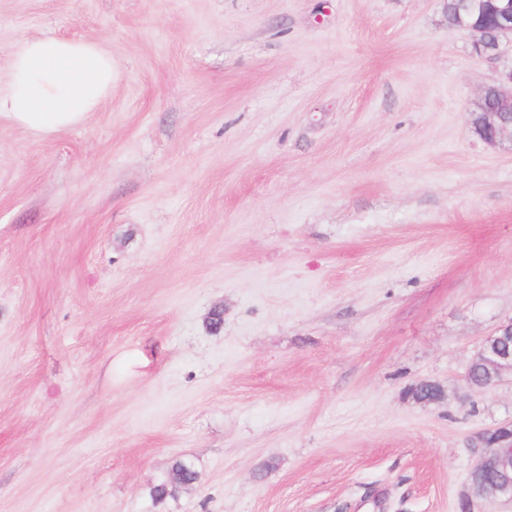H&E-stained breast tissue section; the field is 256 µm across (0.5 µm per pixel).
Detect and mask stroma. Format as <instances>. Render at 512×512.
<instances>
[{
	"instance_id": "stroma-1",
	"label": "stroma",
	"mask_w": 512,
	"mask_h": 512,
	"mask_svg": "<svg viewBox=\"0 0 512 512\" xmlns=\"http://www.w3.org/2000/svg\"><path fill=\"white\" fill-rule=\"evenodd\" d=\"M44 36L112 92L0 119V512H461L512 418L465 383L512 318V146L468 121L512 46L443 0H0V80Z\"/></svg>"
}]
</instances>
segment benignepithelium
Instances as JSON below:
<instances>
[{
	"label": "benign epithelium",
	"instance_id": "benign-epithelium-1",
	"mask_svg": "<svg viewBox=\"0 0 512 512\" xmlns=\"http://www.w3.org/2000/svg\"><path fill=\"white\" fill-rule=\"evenodd\" d=\"M494 8V29L488 31L479 26L470 27L476 36L475 47H488L492 52L487 57L494 58L500 51L501 37L512 35V0H491ZM490 102V106L481 113L483 124L493 131L492 146L505 142L512 144V94H507L501 87H494L492 98L486 97V90H481L479 102ZM503 325L485 336L472 360L481 362L487 377L485 387L497 385L505 375L512 374V352L505 348L502 341L505 334ZM481 451L473 465L499 477V481L483 488L466 499L486 501L508 500L512 502V420L482 431L477 437Z\"/></svg>",
	"mask_w": 512,
	"mask_h": 512
}]
</instances>
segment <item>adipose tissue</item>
<instances>
[{
  "label": "adipose tissue",
  "instance_id": "1",
  "mask_svg": "<svg viewBox=\"0 0 512 512\" xmlns=\"http://www.w3.org/2000/svg\"><path fill=\"white\" fill-rule=\"evenodd\" d=\"M112 92V57L94 40L40 37L9 56L0 118L42 136L86 123Z\"/></svg>",
  "mask_w": 512,
  "mask_h": 512
}]
</instances>
